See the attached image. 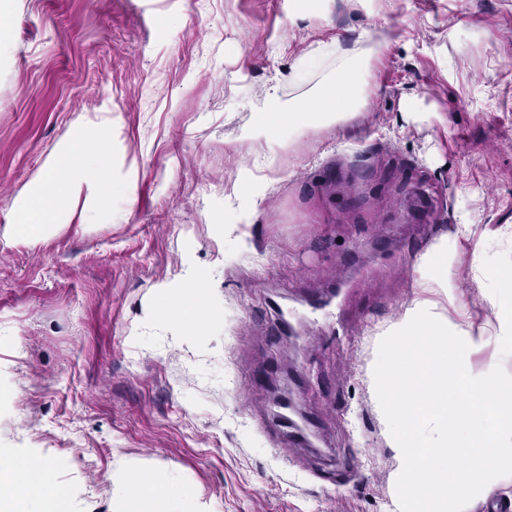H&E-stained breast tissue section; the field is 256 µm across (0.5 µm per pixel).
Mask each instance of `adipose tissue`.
<instances>
[{
	"instance_id": "obj_1",
	"label": "adipose tissue",
	"mask_w": 512,
	"mask_h": 512,
	"mask_svg": "<svg viewBox=\"0 0 512 512\" xmlns=\"http://www.w3.org/2000/svg\"><path fill=\"white\" fill-rule=\"evenodd\" d=\"M374 48L336 50V74L311 101L287 96L272 79L251 103L252 117L241 138L254 148L252 164L241 167L237 185L250 197L238 221L251 223L266 199L275 158L266 149L281 127L305 133L343 123L364 102V70ZM132 197L133 179L121 173L112 153L108 112L73 125L59 140L39 177L13 201L0 227V245L36 246L61 234L73 222L112 221V199ZM473 226L460 216L451 232L434 237L413 267L414 297L378 335L366 374L372 403L394 453L395 512H468L469 506L512 486V378L501 365L512 361V263L488 262L485 241L472 253L471 280L480 302L496 319L474 328L459 285L462 266L456 245L470 240ZM181 287L159 285L156 320L194 340L202 336L210 311L197 296L209 284L192 270ZM497 347L500 359L474 370V355ZM161 468L145 463L120 467L115 512H206L199 492L181 485L156 494ZM68 512L64 491L53 488L50 467L34 457L0 463V512Z\"/></svg>"
}]
</instances>
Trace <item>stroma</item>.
<instances>
[{"label": "stroma", "instance_id": "obj_1", "mask_svg": "<svg viewBox=\"0 0 512 512\" xmlns=\"http://www.w3.org/2000/svg\"><path fill=\"white\" fill-rule=\"evenodd\" d=\"M23 0L0 59V226L69 126L112 115L134 175L111 223L0 248V459L45 458L70 512H114L120 460L194 485L209 512H386L397 463L372 404L376 335L416 258L469 214L512 224V0ZM381 42L365 108L276 149L242 251L224 232L250 102L309 43ZM432 121L403 124L411 97ZM209 281L195 347L153 323L154 288ZM332 297L328 315L307 300ZM287 313L306 339L278 331ZM264 365L307 418L276 430Z\"/></svg>", "mask_w": 512, "mask_h": 512}]
</instances>
